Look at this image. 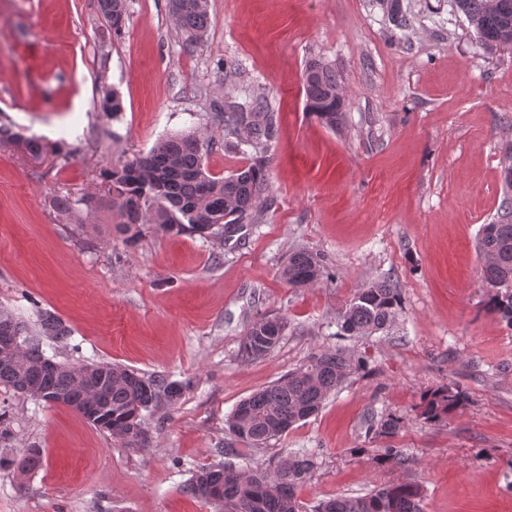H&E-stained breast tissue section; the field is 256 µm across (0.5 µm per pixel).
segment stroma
Returning a JSON list of instances; mask_svg holds the SVG:
<instances>
[{"instance_id":"1","label":"stroma","mask_w":512,"mask_h":512,"mask_svg":"<svg viewBox=\"0 0 512 512\" xmlns=\"http://www.w3.org/2000/svg\"><path fill=\"white\" fill-rule=\"evenodd\" d=\"M403 6L405 34L379 0H209L211 26L189 52L168 0H127L118 35L98 0H0V116L48 142L37 159L0 146V316L24 321L55 361L186 385L177 405L147 416L146 451L0 386V458L44 455L27 493L0 468V512H213L183 486L217 463L238 401L337 347L361 370L252 465L314 452L302 512L401 483L420 486L423 512H512V324L488 309L477 250L506 194L512 49L485 52L448 0ZM312 59L341 78L339 129L306 110ZM241 86L262 87L278 114L271 209L228 242L150 225L126 240L104 171L188 132L210 143L211 175L244 168L213 117ZM105 88L124 101L118 118L96 109ZM61 141L69 155L56 152ZM66 193L93 203L65 218L54 200ZM301 248L330 276L296 289L280 270ZM383 279L402 297L392 330L339 335L341 309ZM272 313L288 320L279 346L242 359L247 328ZM45 314L67 340L42 334ZM448 383L465 406L423 422L422 395ZM387 414L402 420L390 439L369 430ZM389 446L404 450L405 467L376 461Z\"/></svg>"}]
</instances>
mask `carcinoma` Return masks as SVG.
Here are the masks:
<instances>
[{"mask_svg":"<svg viewBox=\"0 0 512 512\" xmlns=\"http://www.w3.org/2000/svg\"><path fill=\"white\" fill-rule=\"evenodd\" d=\"M99 9L112 32H121L128 21L126 0H98ZM171 14L186 49L195 48L207 32L211 18L208 0H169ZM395 28L409 29L411 20L401 0H382ZM452 11L463 14L474 29L480 45L489 51L512 47V0H450ZM302 90L306 108L325 126L336 128L343 120L340 76L319 61L308 63ZM100 111L112 118L124 111L119 94L103 89ZM224 123V147L238 152L252 149V162L227 177L208 173L209 144L190 134H177L158 141L146 154H135L113 163L104 178L112 195V208L123 231L137 236L151 224L172 235H212L235 232L241 224H252L271 204L270 151L278 139V118L262 92H251L244 101H230L215 113ZM0 145H11L31 157L43 153L44 138L24 137L0 120ZM83 208L82 198L63 195L57 209L74 215ZM484 258L483 276L499 289L490 301L491 311L512 323V198H504L498 220L485 224L478 238ZM328 276L324 260L304 249L292 253L281 277L292 288H307ZM505 291H500V288ZM401 309L399 289L385 280L370 282L357 290L339 315L340 334L353 337L384 333L395 323ZM43 331L64 340L68 330L54 317L43 319ZM288 329L283 316L254 320L246 333L241 355L262 359L277 347ZM44 352L34 345L15 361L0 359V386L33 395L46 391L54 403L66 407L78 404L82 392L72 375L74 364H64L54 373L42 369ZM97 404L100 430L112 425L110 435L128 447L146 450L144 413L172 406L182 396L184 385L161 376H145L137 371L105 363ZM360 363L343 349L313 354L306 364L284 378L242 399L228 416V431L236 436L239 448H219L225 460L193 475L184 492L211 504L216 512H302L297 499L299 486L312 472L315 454L297 451L272 470L244 469L233 462L261 450L282 437L295 424L315 415L327 397L335 392ZM464 402V393L454 384L427 393L421 416L436 422ZM399 421L389 415L377 420L374 433L391 438ZM42 453L31 448L11 462L19 485L42 466ZM316 512H422L420 488L412 483L392 484L364 496L338 497L318 505Z\"/></svg>","mask_w":512,"mask_h":512,"instance_id":"cac0c4a2","label":"carcinoma"}]
</instances>
